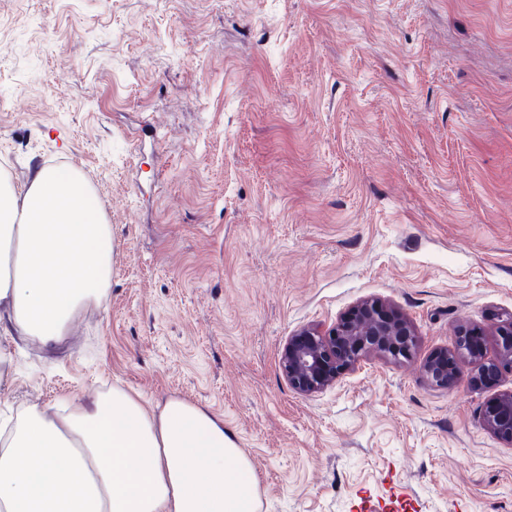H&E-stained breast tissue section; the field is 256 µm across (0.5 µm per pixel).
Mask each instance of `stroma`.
<instances>
[{
    "label": "stroma",
    "instance_id": "stroma-1",
    "mask_svg": "<svg viewBox=\"0 0 512 512\" xmlns=\"http://www.w3.org/2000/svg\"><path fill=\"white\" fill-rule=\"evenodd\" d=\"M1 98L0 168H79L113 242L59 345L0 330V413L181 400L259 512H512V373L471 383L512 317V0H0ZM372 302L413 356L293 389L289 337ZM425 371L432 382L440 386H448L456 376V359L448 353H437L429 357L425 363ZM486 427L499 439L512 446V392L500 395L484 409Z\"/></svg>",
    "mask_w": 512,
    "mask_h": 512
}]
</instances>
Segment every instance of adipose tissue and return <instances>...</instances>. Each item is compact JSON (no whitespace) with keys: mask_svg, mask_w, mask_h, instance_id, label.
<instances>
[{"mask_svg":"<svg viewBox=\"0 0 512 512\" xmlns=\"http://www.w3.org/2000/svg\"><path fill=\"white\" fill-rule=\"evenodd\" d=\"M112 228L77 171L0 173V326L50 346L112 277ZM250 460L222 419L127 392L21 420L0 415V512H256Z\"/></svg>","mask_w":512,"mask_h":512,"instance_id":"1","label":"adipose tissue"}]
</instances>
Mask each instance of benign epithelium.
<instances>
[{"instance_id":"benign-epithelium-1","label":"benign epithelium","mask_w":512,"mask_h":512,"mask_svg":"<svg viewBox=\"0 0 512 512\" xmlns=\"http://www.w3.org/2000/svg\"><path fill=\"white\" fill-rule=\"evenodd\" d=\"M414 345L415 338L404 322L379 306H363L325 334L304 329L290 337L281 365L294 389L313 393L335 380L366 352L407 358ZM497 348V359L479 369V377L486 384L502 371H512V317L498 331ZM425 371L432 382L446 386L457 376L456 359L437 353L427 359ZM483 417L486 427L512 446V392L489 402Z\"/></svg>"}]
</instances>
